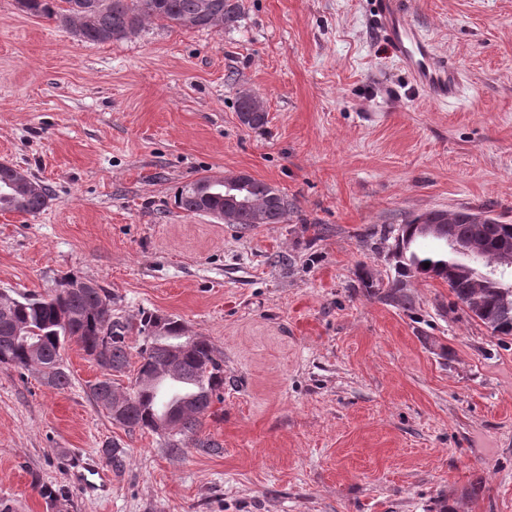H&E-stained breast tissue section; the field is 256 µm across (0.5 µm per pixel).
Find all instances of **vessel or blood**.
<instances>
[{
  "instance_id": "vessel-or-blood-1",
  "label": "vessel or blood",
  "mask_w": 512,
  "mask_h": 512,
  "mask_svg": "<svg viewBox=\"0 0 512 512\" xmlns=\"http://www.w3.org/2000/svg\"><path fill=\"white\" fill-rule=\"evenodd\" d=\"M375 20L390 51L433 101L457 98L462 83L458 69L436 54L427 35L407 18L402 0H374Z\"/></svg>"
}]
</instances>
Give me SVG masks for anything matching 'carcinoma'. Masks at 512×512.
<instances>
[{
  "mask_svg": "<svg viewBox=\"0 0 512 512\" xmlns=\"http://www.w3.org/2000/svg\"><path fill=\"white\" fill-rule=\"evenodd\" d=\"M19 8L35 17L67 19L68 27L86 42H107L137 31L147 21H161L185 29L231 28L242 18L241 0H16ZM238 110L252 114L244 126L255 129L267 123L263 102L249 92L238 97ZM243 194L249 203L226 206L224 185L214 177H200L180 187L175 195L178 208L193 214L224 218L226 224L248 228L254 224H279L288 203L271 185L249 179ZM51 199L49 188L28 174L0 163V210L25 215L43 211ZM483 224L480 238L470 240V221ZM417 224H439L441 234L434 237L439 248L418 253L411 245L421 235ZM395 232L401 235L403 256L394 262V274L383 282L361 267L358 282L377 300L412 307L411 281L424 276L448 286L454 302L450 311H462L483 324L503 344L512 340V290L506 282L491 281L484 270L495 263L496 244L512 238V224H505L488 211L469 209L448 212L435 210L405 218ZM471 242V253L454 250L462 242ZM429 267H424V263ZM81 277L74 273L61 276L52 293L19 298L0 292V364L32 368L44 383L60 389L69 383L62 351L69 343L78 345L92 358L102 352V366L123 372L128 364V333L142 337L140 364L130 388L125 390L127 407L122 426L134 430L155 431V422L173 411L181 412L178 426L168 442L173 452H181L197 435L201 418L213 401H222L224 360L214 355L210 343L197 337L170 378L149 379L156 365L166 361L173 345L184 336V324L155 312H143L139 323L123 322L105 316L104 302L110 300L106 289L74 288ZM166 335L155 336L158 323ZM116 393L111 378L105 376L89 385V394L97 405L112 400Z\"/></svg>",
  "mask_w": 512,
  "mask_h": 512,
  "instance_id": "cac0c4a2",
  "label": "carcinoma"
}]
</instances>
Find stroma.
Segmentation results:
<instances>
[{"instance_id": "1", "label": "stroma", "mask_w": 512, "mask_h": 512, "mask_svg": "<svg viewBox=\"0 0 512 512\" xmlns=\"http://www.w3.org/2000/svg\"><path fill=\"white\" fill-rule=\"evenodd\" d=\"M372 2L242 0L230 29L90 43L0 0V163L51 190L37 215L0 213V292L71 272L113 318L181 319L224 360V399L178 455L90 399L101 369L79 346L62 389L0 364V512H512V346L450 313L438 281L414 279L407 311L355 276L389 274L372 232L406 216L512 222V0H407L464 75L448 103L391 54ZM242 91L264 127L238 120ZM239 172L285 197L281 223L176 206ZM77 454L111 482L78 485ZM238 112H250L252 119L244 122V126L255 129L264 126L267 123V112L264 109L263 102L250 92H241L238 97Z\"/></svg>"}]
</instances>
